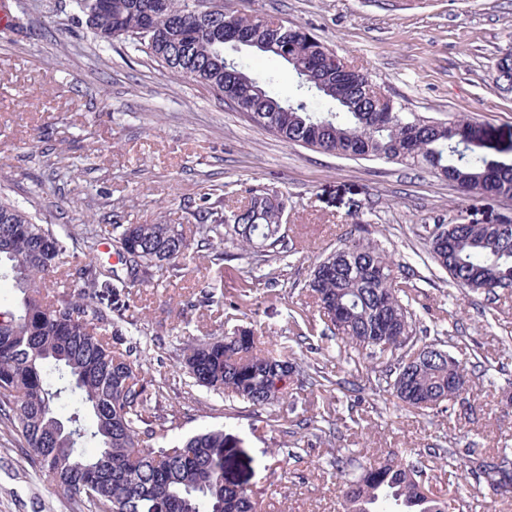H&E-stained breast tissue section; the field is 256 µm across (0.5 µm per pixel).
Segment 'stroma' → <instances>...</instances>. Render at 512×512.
<instances>
[{
  "label": "stroma",
  "instance_id": "1",
  "mask_svg": "<svg viewBox=\"0 0 512 512\" xmlns=\"http://www.w3.org/2000/svg\"><path fill=\"white\" fill-rule=\"evenodd\" d=\"M22 26L0 34V191L39 212L60 234L84 220L171 224L189 249L179 272L155 270L135 286L131 335L162 337L144 363L162 383L168 439L223 429L258 489V512H344L334 459L350 471L413 448L512 449V292L465 296L429 262L417 233L426 224H512V199H462L418 167L355 160L286 144L254 126L222 96L174 77L129 44L105 46L82 29L72 0H0ZM226 12L270 14L308 29L348 65L370 72L391 98L425 117H468L486 132V161L512 165V92L496 63L512 43V0H224ZM261 188L282 199L291 248L267 289L263 265L225 244L223 264L197 250L199 213L238 205ZM365 227L370 239L413 269L423 303L447 310L434 324L417 311L428 339L459 359H480L465 400L426 415L368 383L386 357L349 358L305 284L313 264L340 238ZM207 308L182 302L203 287ZM244 329L300 368L363 384L310 392L292 381L283 409L294 418L335 410L322 436L271 426L266 411L231 393L193 385L181 365L195 338ZM0 512H80L0 437Z\"/></svg>",
  "mask_w": 512,
  "mask_h": 512
}]
</instances>
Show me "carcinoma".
<instances>
[{
	"label": "carcinoma",
	"instance_id": "obj_1",
	"mask_svg": "<svg viewBox=\"0 0 512 512\" xmlns=\"http://www.w3.org/2000/svg\"><path fill=\"white\" fill-rule=\"evenodd\" d=\"M194 0H74L78 18L102 43L142 49L177 77L208 86L234 105L260 112V129L282 141L349 159H379L419 166L460 184L463 197L476 200L512 193V167L492 166L478 153L482 129L463 117L448 128L406 104L388 99V119L375 124L370 112L376 94L364 83L345 103L333 94L325 74H300L285 57L286 44L273 38L255 53L288 65L303 92L330 101L335 109L314 112L306 97L292 103L271 92L274 78L254 77L247 64L226 57L221 11L212 18L192 10ZM323 43L307 30L294 52L310 53ZM247 204L206 212L201 242L213 260H224L218 245L230 239L239 256L267 266L265 285H278L274 264L288 252L279 224L282 201L262 190L248 191ZM427 239L430 258L448 271L464 293L477 284L512 288V232L486 234L480 224H457L451 236ZM100 234L91 224L81 237L84 261L60 271L69 246L52 224L0 197V271L10 278L17 299L0 307V430L14 437L25 462L61 488L88 512H255L257 493L224 480L232 465L224 430L209 429L166 441L159 428L162 387L145 378L140 341L112 320L128 324L129 289L153 269L177 266L187 244L170 224H114L109 240L125 275L104 268L96 252ZM327 327L359 355H387L393 369L380 372L405 406L443 411L470 388L459 360L430 355L421 366L408 360L442 344L417 335L416 295L406 266L375 241L346 237L313 268L307 282ZM234 331L222 338L190 342L182 363L197 386L229 391L259 409L278 405L295 366L261 349L254 336L244 342ZM462 381L448 392V374ZM164 441L155 448L153 444ZM95 451L88 453L87 446ZM442 457L458 467L457 453L436 448L364 467L351 477L336 459L343 478L344 512H464L457 495L438 494L428 462ZM464 476L478 487L512 497V452L493 455L467 449Z\"/></svg>",
	"mask_w": 512,
	"mask_h": 512
}]
</instances>
